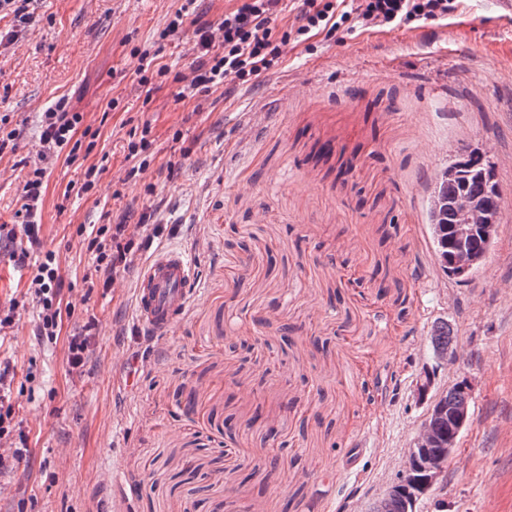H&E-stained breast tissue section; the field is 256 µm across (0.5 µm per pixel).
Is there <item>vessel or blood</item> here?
I'll return each mask as SVG.
<instances>
[{"label":"vessel or blood","instance_id":"1","mask_svg":"<svg viewBox=\"0 0 512 512\" xmlns=\"http://www.w3.org/2000/svg\"><path fill=\"white\" fill-rule=\"evenodd\" d=\"M193 280L192 261L185 251L160 248L139 278L135 326L155 335L167 333L188 301Z\"/></svg>","mask_w":512,"mask_h":512}]
</instances>
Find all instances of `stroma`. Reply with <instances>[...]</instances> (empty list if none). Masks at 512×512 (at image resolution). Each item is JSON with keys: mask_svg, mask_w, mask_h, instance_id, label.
I'll return each instance as SVG.
<instances>
[{"mask_svg": "<svg viewBox=\"0 0 512 512\" xmlns=\"http://www.w3.org/2000/svg\"><path fill=\"white\" fill-rule=\"evenodd\" d=\"M38 0V23L0 50V224L20 209L23 159L59 98L96 133L57 162L42 210L75 308L57 343L22 321L0 345L30 456L0 475V512H370L424 413L414 383L437 318L472 379V415L443 490L418 512H512V12L468 0L447 23L338 30L287 50L280 75L180 99L195 31L244 0ZM168 73L145 100L133 48ZM150 124L149 166L128 172ZM498 170V243L463 282L436 263L434 183L459 148ZM96 188L75 192L89 166ZM190 254V300L167 335L133 329L141 265L89 288L77 229L126 211ZM95 318L82 372L67 338ZM196 398L187 409L186 394Z\"/></svg>", "mask_w": 512, "mask_h": 512, "instance_id": "1", "label": "stroma"}]
</instances>
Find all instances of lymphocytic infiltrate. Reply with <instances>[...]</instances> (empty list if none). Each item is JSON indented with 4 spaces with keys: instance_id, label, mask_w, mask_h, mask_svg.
I'll use <instances>...</instances> for the list:
<instances>
[{
    "instance_id": "f902f5d3",
    "label": "lymphocytic infiltrate",
    "mask_w": 512,
    "mask_h": 512,
    "mask_svg": "<svg viewBox=\"0 0 512 512\" xmlns=\"http://www.w3.org/2000/svg\"><path fill=\"white\" fill-rule=\"evenodd\" d=\"M280 0H246L225 13L218 26L202 25L197 30L196 62L183 90L207 93L232 81L249 83L261 75L275 73L284 46L311 38L331 36L354 22L363 29H392L413 21H443L457 12L463 0H301L294 16L282 21L276 7ZM83 115L70 111L66 100H57L39 116L37 158L21 188L20 222L0 224V257L26 268L35 265L26 300L36 310L34 334L55 342L64 317L73 316L66 304L65 278L53 251L44 247L41 209L46 191V173L60 157H74L82 142L76 134ZM125 223L104 224L87 238L94 256L96 284L111 288L120 271L139 258L132 241L126 240ZM15 372L10 361L0 360V475L29 454L28 434L13 404Z\"/></svg>"
}]
</instances>
